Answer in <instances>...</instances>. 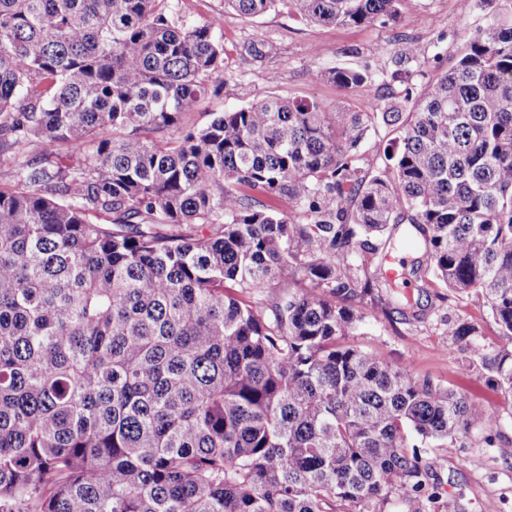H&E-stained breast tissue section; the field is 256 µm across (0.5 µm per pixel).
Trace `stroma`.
Returning a JSON list of instances; mask_svg holds the SVG:
<instances>
[{
    "mask_svg": "<svg viewBox=\"0 0 512 512\" xmlns=\"http://www.w3.org/2000/svg\"><path fill=\"white\" fill-rule=\"evenodd\" d=\"M484 23L482 13L462 12L458 0H403L396 22L384 27L320 26L282 7L261 17L230 20L221 32L224 69L214 76L223 90L185 114L182 124L207 126L218 113L269 94L314 99L330 112L340 105L354 111L374 99L388 103L404 90L390 78L394 47L404 39L426 52L425 62L412 68L413 93L421 95L455 63L465 39ZM336 66L368 69L373 79L351 88L311 81V71ZM399 291L417 301L425 321L408 324L398 313L380 311L359 324L350 344L385 361L411 365L418 379L466 393L499 417L496 445L486 446L477 432L469 447L445 448L436 481L442 495L455 499L457 512H512V401L493 388L481 367L462 370L447 322L464 318L479 325L482 343L491 348L502 347L503 339L476 296L423 290L412 277L401 280Z\"/></svg>",
    "mask_w": 512,
    "mask_h": 512,
    "instance_id": "stroma-1",
    "label": "stroma"
}]
</instances>
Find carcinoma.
<instances>
[{
  "label": "carcinoma",
  "instance_id": "1",
  "mask_svg": "<svg viewBox=\"0 0 512 512\" xmlns=\"http://www.w3.org/2000/svg\"><path fill=\"white\" fill-rule=\"evenodd\" d=\"M279 4L359 26L400 0H224L195 25L168 0H0V512H456L418 497L427 449L493 445L497 416L347 337L410 247L397 278L481 297L508 346L448 335L512 398V0L417 98L268 95L183 128L222 89L217 32ZM421 57L399 42L394 75ZM390 127L382 164L363 144Z\"/></svg>",
  "mask_w": 512,
  "mask_h": 512
}]
</instances>
